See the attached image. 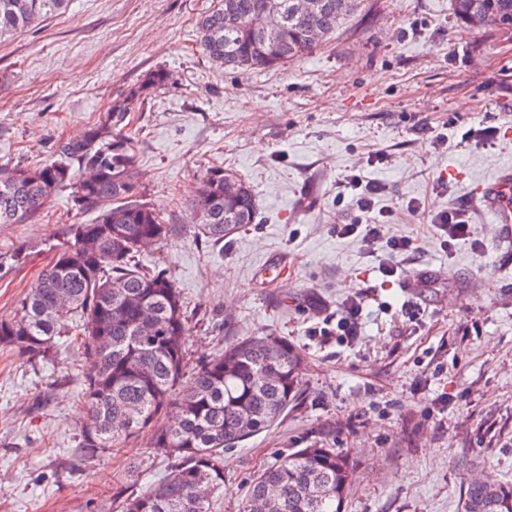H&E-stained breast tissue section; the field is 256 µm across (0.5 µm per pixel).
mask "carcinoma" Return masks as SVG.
Returning <instances> with one entry per match:
<instances>
[{
    "instance_id": "1",
    "label": "carcinoma",
    "mask_w": 512,
    "mask_h": 512,
    "mask_svg": "<svg viewBox=\"0 0 512 512\" xmlns=\"http://www.w3.org/2000/svg\"><path fill=\"white\" fill-rule=\"evenodd\" d=\"M308 16L294 0H220L199 23V49L229 70L285 65L311 54L356 14L364 0H315ZM70 0H0V35L26 32L65 11ZM267 3L280 5L286 21L266 35L252 17ZM466 31L496 14L512 30V0H449ZM154 70L112 103L75 138L59 144L57 159L29 166L0 165V224H22L40 215L65 188L80 210L99 209L88 224H72L50 263L0 319V346L28 361L57 355L60 340L75 336L90 368L84 376L85 420L80 447L91 451L128 442L171 412L155 430L151 453L176 458L169 473L139 492L117 493L119 512H222L224 452L278 421L295 401L303 358L279 336H249L201 362L185 377L191 326L182 296L166 270L149 271L137 256L146 244H163L172 225L137 195L133 138L121 124L148 96L170 83ZM198 235L217 245L256 219L251 186L213 167L191 203ZM356 480L354 461L323 444L283 455L253 479L240 512H343ZM462 512H512V483L470 482Z\"/></svg>"
}]
</instances>
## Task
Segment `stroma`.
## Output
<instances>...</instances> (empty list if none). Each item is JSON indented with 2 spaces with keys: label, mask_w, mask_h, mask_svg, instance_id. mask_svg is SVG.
<instances>
[{
  "label": "stroma",
  "mask_w": 512,
  "mask_h": 512,
  "mask_svg": "<svg viewBox=\"0 0 512 512\" xmlns=\"http://www.w3.org/2000/svg\"><path fill=\"white\" fill-rule=\"evenodd\" d=\"M216 2L72 0L0 38V164L53 161L148 71H170L129 125L138 192L175 228L141 258L183 296L191 363L270 334L304 357L287 416L225 452L224 512L313 441L357 462L346 512H460L464 481L512 482V226L490 227L478 192L512 168V30L464 31L449 0H365L311 56L242 74L198 48ZM215 166L245 178L258 208L219 245L198 237L191 211ZM353 172L380 185L374 207L392 213L371 251L336 235L358 216L339 192ZM412 199L423 214H405ZM462 204L474 236L444 248L426 218ZM95 216L65 189L39 218L0 224V318L69 226ZM401 237L408 252L386 247ZM354 298L360 336H312ZM86 369L76 343L48 363L0 347V512H80L169 472L148 428L83 455Z\"/></svg>",
  "instance_id": "1"
}]
</instances>
